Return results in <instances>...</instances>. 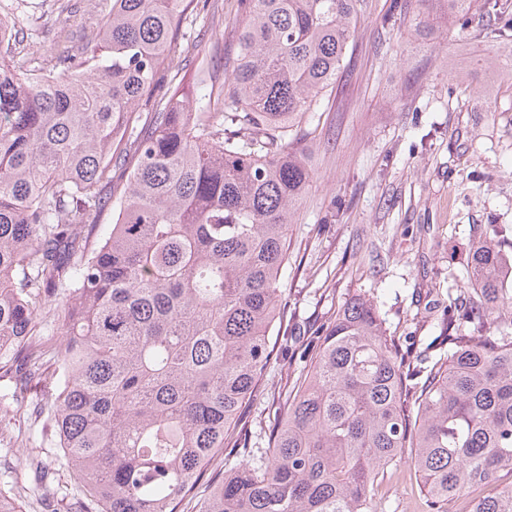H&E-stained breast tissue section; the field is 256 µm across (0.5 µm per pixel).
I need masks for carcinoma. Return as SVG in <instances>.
Instances as JSON below:
<instances>
[{"mask_svg":"<svg viewBox=\"0 0 512 512\" xmlns=\"http://www.w3.org/2000/svg\"><path fill=\"white\" fill-rule=\"evenodd\" d=\"M79 55L0 61V407L44 420L33 486L0 512H377L375 482L408 458L435 512L512 471V239L488 224L446 311L448 360L413 382L376 307L355 298L324 330L266 448L211 462L270 361L288 225L312 179L287 139L336 83L364 0H237L229 89L155 90L175 76L177 18L194 0H109ZM452 23L476 0H423ZM150 112H139L140 105ZM145 122H140L141 117ZM112 223H101L106 210ZM53 313L62 347L45 339ZM54 456L56 467L45 462ZM469 512H512V487Z\"/></svg>","mask_w":512,"mask_h":512,"instance_id":"cac0c4a2","label":"carcinoma"}]
</instances>
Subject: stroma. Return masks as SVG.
<instances>
[{
    "label": "stroma",
    "mask_w": 512,
    "mask_h": 512,
    "mask_svg": "<svg viewBox=\"0 0 512 512\" xmlns=\"http://www.w3.org/2000/svg\"><path fill=\"white\" fill-rule=\"evenodd\" d=\"M103 0H0L15 24L7 50L51 60L57 35L81 37ZM423 0H366L332 92L298 137L313 179L288 229V264L278 288L280 334L255 397L234 431L241 445L264 448L279 404L304 373L320 331L351 299L377 307L387 336L421 356L422 371L448 354L449 301H462L452 276L487 224L512 225V82L480 68L479 58L512 52L480 16L449 26L435 19L424 40L413 27ZM236 0H208L176 24L172 67L180 88L203 77L221 84L238 52ZM8 472L22 485L31 443L50 448V428L11 422ZM408 464L376 481L380 512H430Z\"/></svg>",
    "instance_id": "1"
}]
</instances>
